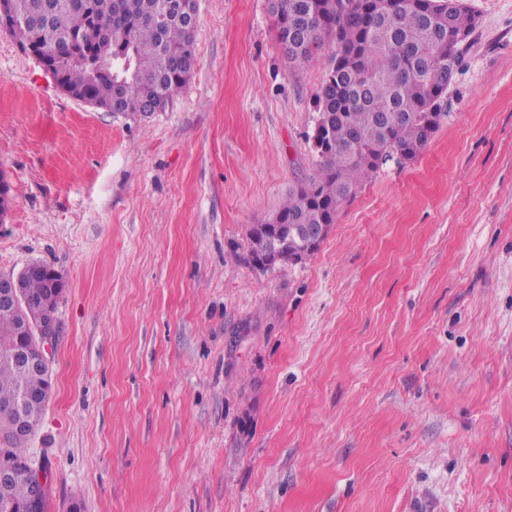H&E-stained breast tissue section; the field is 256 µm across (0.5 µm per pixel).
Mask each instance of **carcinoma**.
Instances as JSON below:
<instances>
[{
  "instance_id": "carcinoma-1",
  "label": "carcinoma",
  "mask_w": 512,
  "mask_h": 512,
  "mask_svg": "<svg viewBox=\"0 0 512 512\" xmlns=\"http://www.w3.org/2000/svg\"><path fill=\"white\" fill-rule=\"evenodd\" d=\"M68 0H19L8 34L55 58L71 51L112 56V69L95 78L78 63L59 66L64 82L90 97L112 102L115 115L135 117L166 111L191 76L194 26L185 20L183 0H95L85 14ZM271 14L276 38L289 63L317 61L329 40L328 58L316 96L321 118L313 136L315 173L288 193L273 223L285 229L273 237L255 224L249 230V258L269 253L277 263L264 272L282 273L303 264L319 246L290 236V224H333L338 208L363 180L390 161H412L431 141L446 113L448 89L460 65V46L479 24L476 14L448 0H276ZM24 277L29 303L0 305V339L8 341L43 307L61 303L51 268L39 261ZM45 372H29L0 361V435L14 433V405L28 396L25 411L40 423L47 399ZM20 482L0 512L26 509Z\"/></svg>"
}]
</instances>
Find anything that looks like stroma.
Instances as JSON below:
<instances>
[{
  "instance_id": "stroma-1",
  "label": "stroma",
  "mask_w": 512,
  "mask_h": 512,
  "mask_svg": "<svg viewBox=\"0 0 512 512\" xmlns=\"http://www.w3.org/2000/svg\"><path fill=\"white\" fill-rule=\"evenodd\" d=\"M465 3L447 118L283 275L247 236L316 169L325 64L269 0H197L192 77L136 119L0 31V273L67 282L49 512H512V0Z\"/></svg>"
}]
</instances>
